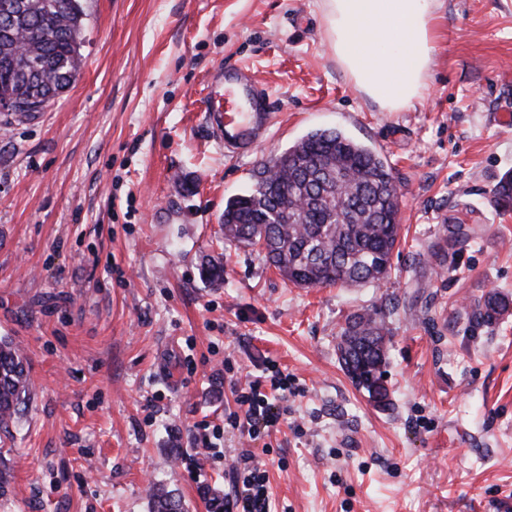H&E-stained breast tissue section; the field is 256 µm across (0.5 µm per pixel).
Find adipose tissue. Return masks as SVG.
<instances>
[{
  "label": "adipose tissue",
  "mask_w": 512,
  "mask_h": 512,
  "mask_svg": "<svg viewBox=\"0 0 512 512\" xmlns=\"http://www.w3.org/2000/svg\"><path fill=\"white\" fill-rule=\"evenodd\" d=\"M434 10L435 0H327L337 60L382 108L403 109L424 89Z\"/></svg>",
  "instance_id": "ef3b65f1"
}]
</instances>
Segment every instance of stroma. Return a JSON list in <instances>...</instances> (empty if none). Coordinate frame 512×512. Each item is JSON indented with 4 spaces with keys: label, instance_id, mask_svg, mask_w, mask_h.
<instances>
[{
    "label": "stroma",
    "instance_id": "stroma-1",
    "mask_svg": "<svg viewBox=\"0 0 512 512\" xmlns=\"http://www.w3.org/2000/svg\"><path fill=\"white\" fill-rule=\"evenodd\" d=\"M75 82L0 128V338L28 363V408L0 434V512H150L161 483L187 512L250 450L271 512H512V0H437L420 99L383 109L336 58L325 0H80ZM252 67L272 124L248 156L206 124L218 68ZM380 153L400 191L401 243L376 286L300 288L258 249L226 244L227 198L310 131ZM469 237L444 266L431 247ZM222 256L224 280L201 275ZM383 307L390 408L342 370L347 316ZM275 363L277 430L226 428L229 380ZM224 453L214 462L213 450ZM511 300L506 295L498 292L490 293L483 301L478 304L474 312L473 319L477 326H491L508 312Z\"/></svg>",
    "mask_w": 512,
    "mask_h": 512
}]
</instances>
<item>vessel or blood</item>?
<instances>
[{
  "instance_id": "vessel-or-blood-1",
  "label": "vessel or blood",
  "mask_w": 512,
  "mask_h": 512,
  "mask_svg": "<svg viewBox=\"0 0 512 512\" xmlns=\"http://www.w3.org/2000/svg\"><path fill=\"white\" fill-rule=\"evenodd\" d=\"M208 99L207 123L225 148L247 154L266 138L272 119L271 95L248 65L214 76Z\"/></svg>"
}]
</instances>
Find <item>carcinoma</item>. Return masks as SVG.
I'll return each mask as SVG.
<instances>
[{"label": "carcinoma", "mask_w": 512, "mask_h": 512, "mask_svg": "<svg viewBox=\"0 0 512 512\" xmlns=\"http://www.w3.org/2000/svg\"><path fill=\"white\" fill-rule=\"evenodd\" d=\"M0 14V104L25 112L35 99L47 106L75 81L81 65L83 9L79 0H7ZM29 45L25 54L11 46ZM349 176L342 193L335 174ZM390 166L338 130H316L268 158L252 188L227 199L224 240L257 246L266 263L303 287L377 285L391 269L399 243V200ZM498 205L512 209V174L495 189ZM203 277L224 281V264L202 265ZM512 301L498 292L477 305V326H491ZM390 329L382 310L347 317L337 345L340 364L356 388L380 407L391 404L386 382ZM29 400L26 360L13 342L0 339V431H10ZM153 512H184L182 501L161 485L151 489Z\"/></svg>", "instance_id": "obj_1"}]
</instances>
